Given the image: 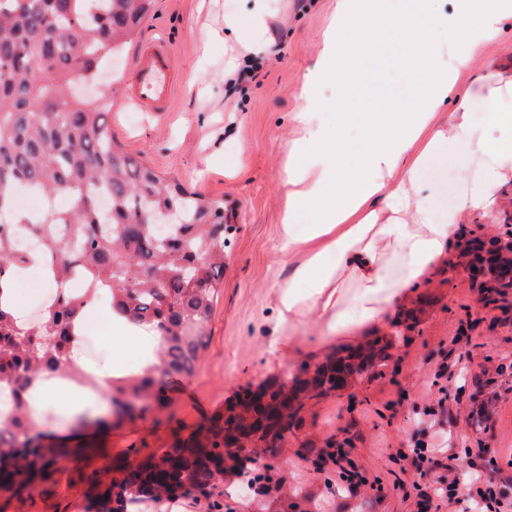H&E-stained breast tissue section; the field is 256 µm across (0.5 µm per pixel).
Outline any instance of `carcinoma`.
I'll return each instance as SVG.
<instances>
[{
  "instance_id": "obj_1",
  "label": "carcinoma",
  "mask_w": 512,
  "mask_h": 512,
  "mask_svg": "<svg viewBox=\"0 0 512 512\" xmlns=\"http://www.w3.org/2000/svg\"><path fill=\"white\" fill-rule=\"evenodd\" d=\"M153 0H0V213L15 188H34L67 205L35 219L0 221V282L39 255L60 288L37 322L0 305V389H13L10 423L0 430V493L31 494L56 467L77 457L38 430L30 414L35 388L64 378L96 388L69 371L77 320L106 294L112 311L153 332L152 361L105 392L117 418L165 401V378L191 376L203 356L213 304L224 276V201L207 200L122 152L105 112L81 88L117 55ZM84 282L72 296L61 285L73 271ZM491 280L512 285V260L490 263ZM391 340L376 339L315 368L303 364L279 384L248 389L203 432L143 460L124 457L96 512H126L140 498L161 500L205 491L242 458L272 450L299 421L304 400L345 389L386 365Z\"/></svg>"
}]
</instances>
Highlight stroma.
Segmentation results:
<instances>
[{
	"label": "stroma",
	"instance_id": "obj_1",
	"mask_svg": "<svg viewBox=\"0 0 512 512\" xmlns=\"http://www.w3.org/2000/svg\"><path fill=\"white\" fill-rule=\"evenodd\" d=\"M253 0H155L152 14L124 51L105 66L119 77L104 110L119 145L137 161L187 190L224 199L234 208L224 233V280L208 327L204 357L189 377L169 379L167 405L114 423L91 440L90 452L58 468L32 494L0 498V512H91L94 480H109L112 459L143 458L180 438L203 431L232 398L248 388L283 380L304 364L315 365L346 347L377 337H397L386 366L345 391L306 401L298 423L275 448L268 490L246 486L255 463L225 470L212 497L142 500L127 512H290L308 495L316 512H420L410 493L416 472L398 451L423 426V410L438 398L433 373L452 336H467L470 355L464 387L448 390V422L439 446L458 452L450 467L421 479L433 491L448 472L469 473L512 448V300L506 308L481 301L479 280L457 261L453 246L441 265L409 295L393 303L384 328H342L329 338L326 318L302 308L293 321L280 317L284 287L304 250L284 248L281 218L288 206L284 162L297 136L300 84L315 64L335 0H275L268 18L271 46L245 49L224 33V17L246 15ZM148 42L162 43L176 79L167 112H145L125 96L136 75L135 57ZM261 67L247 71L248 56ZM409 52L376 47L373 67L361 69L358 92L369 101L405 92ZM235 87H228L230 77ZM512 223V180L499 184L486 210L467 221V238L488 239ZM103 401L62 384L44 404L40 427L47 436L69 429L76 410L90 414ZM482 419L480 432L470 423ZM349 449L369 481L350 488L327 485L330 470L315 463L327 447ZM381 492H372L371 484Z\"/></svg>",
	"mask_w": 512,
	"mask_h": 512
}]
</instances>
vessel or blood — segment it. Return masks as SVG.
I'll return each instance as SVG.
<instances>
[{
	"instance_id": "b4317fda",
	"label": "vessel or blood",
	"mask_w": 512,
	"mask_h": 512,
	"mask_svg": "<svg viewBox=\"0 0 512 512\" xmlns=\"http://www.w3.org/2000/svg\"><path fill=\"white\" fill-rule=\"evenodd\" d=\"M135 67L136 80L127 89L130 99L149 112L169 111L172 62L167 49L158 42L144 46Z\"/></svg>"
}]
</instances>
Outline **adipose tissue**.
<instances>
[{"label":"adipose tissue","mask_w":512,"mask_h":512,"mask_svg":"<svg viewBox=\"0 0 512 512\" xmlns=\"http://www.w3.org/2000/svg\"><path fill=\"white\" fill-rule=\"evenodd\" d=\"M336 0L334 23L323 34L315 65L304 75L295 115L301 135L288 154L285 185L290 209L282 217L286 246H294L296 211L311 220L310 249L283 293L288 314L301 306L335 309L347 322H382L388 307L431 270L461 234L463 214L485 209L493 187L512 175V80L477 78L459 94V112L439 120L460 75L473 71L499 24L512 17V0H458L454 13L433 0ZM267 0H255L248 18L228 15L226 29L244 46L268 34ZM381 41L406 45L417 61L408 99L372 104L355 96L343 60L368 56ZM336 83V129L328 131L317 96ZM488 106L485 126L473 123L471 102ZM359 126L361 146L349 150L341 136ZM451 142L468 146L485 177L448 216L438 215L424 193L425 166Z\"/></svg>","instance_id":"1"}]
</instances>
